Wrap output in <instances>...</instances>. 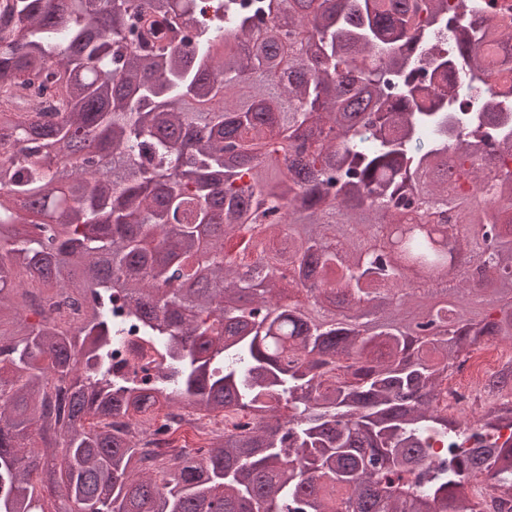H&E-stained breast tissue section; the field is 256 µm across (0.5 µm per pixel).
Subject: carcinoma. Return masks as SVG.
<instances>
[{
    "mask_svg": "<svg viewBox=\"0 0 512 512\" xmlns=\"http://www.w3.org/2000/svg\"><path fill=\"white\" fill-rule=\"evenodd\" d=\"M199 2L12 0L0 28V512H46L41 471L55 512H483L481 476L512 504V400L472 430L438 405L463 354L512 341V168L485 181L484 139L448 141V54L423 62L448 0ZM34 79L52 111L14 96ZM403 222L455 226L451 250L350 236ZM450 253L494 286L407 278ZM185 405L222 425L200 461L147 447ZM432 437L448 462L422 471Z\"/></svg>",
    "mask_w": 512,
    "mask_h": 512,
    "instance_id": "obj_1",
    "label": "carcinoma"
}]
</instances>
